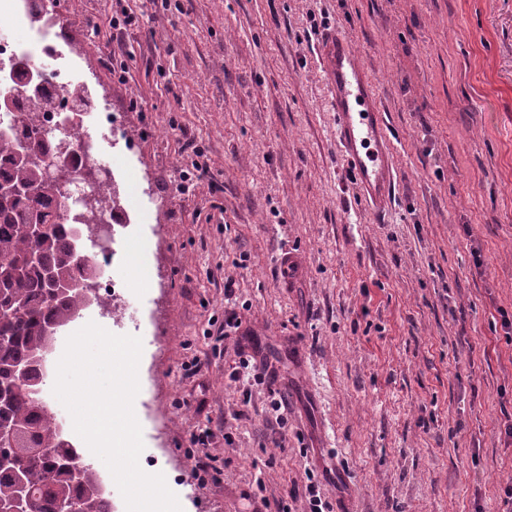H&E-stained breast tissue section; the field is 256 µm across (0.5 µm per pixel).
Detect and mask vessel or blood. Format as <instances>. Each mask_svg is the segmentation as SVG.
<instances>
[{
  "instance_id": "b4317fda",
  "label": "vessel or blood",
  "mask_w": 512,
  "mask_h": 512,
  "mask_svg": "<svg viewBox=\"0 0 512 512\" xmlns=\"http://www.w3.org/2000/svg\"><path fill=\"white\" fill-rule=\"evenodd\" d=\"M316 56L336 141L359 200L373 215H384L395 199L398 169L393 133L376 86L341 30L329 29L319 36Z\"/></svg>"
}]
</instances>
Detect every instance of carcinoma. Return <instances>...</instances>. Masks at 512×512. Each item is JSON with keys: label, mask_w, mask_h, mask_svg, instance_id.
I'll use <instances>...</instances> for the list:
<instances>
[{"label": "carcinoma", "mask_w": 512, "mask_h": 512, "mask_svg": "<svg viewBox=\"0 0 512 512\" xmlns=\"http://www.w3.org/2000/svg\"><path fill=\"white\" fill-rule=\"evenodd\" d=\"M52 106L42 93L30 98V108L15 116L21 133L0 137V155L13 166L0 182L26 188L24 194L0 203V391L6 394L0 402V425L17 430L9 446L15 466L0 467V500L14 495L21 471L31 492L32 512H61L65 503L76 506L74 512H109L112 497L96 493L95 476L84 483L73 480L66 462L82 451L63 437L57 419L34 393L46 385L43 366L34 356L90 305L101 304L92 291L101 271L79 261V246L70 242L62 213L51 208L71 182L68 168L50 175L42 159L46 145L39 137V118ZM23 140L34 148L27 163L20 164L15 153ZM34 215L49 225L41 239L28 232ZM32 253L39 255L33 265ZM75 278L82 279L85 291L58 288Z\"/></svg>", "instance_id": "carcinoma-1"}]
</instances>
